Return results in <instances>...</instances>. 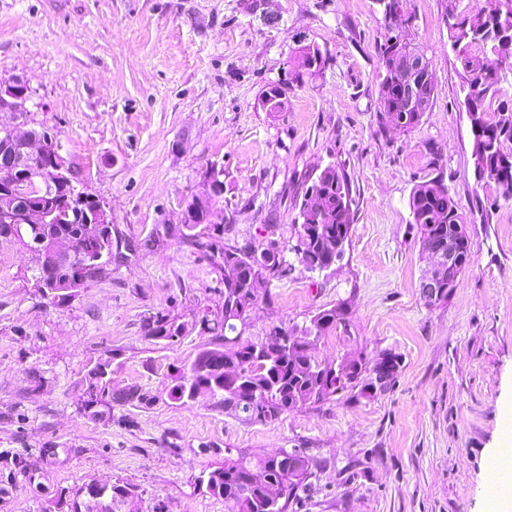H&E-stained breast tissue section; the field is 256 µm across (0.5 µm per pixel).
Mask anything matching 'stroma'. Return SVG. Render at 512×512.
Listing matches in <instances>:
<instances>
[{"label":"stroma","mask_w":512,"mask_h":512,"mask_svg":"<svg viewBox=\"0 0 512 512\" xmlns=\"http://www.w3.org/2000/svg\"><path fill=\"white\" fill-rule=\"evenodd\" d=\"M477 4L402 0L393 19L379 0H0V84H27L29 125L105 204L116 254L106 277L54 305L33 255L0 236V512H49L92 481L129 489L112 512H225L196 488L200 472L292 449L316 466L287 512H491L489 460L512 406V200L475 181L448 39L449 14ZM404 25L435 83L410 130L379 119V47ZM306 46L319 67L301 68ZM274 87L284 106L270 112ZM213 165V223L241 244L276 241L291 265L249 306L244 340L342 302L319 359L396 353L393 387L267 422L206 392L171 399L178 369L216 342L195 321L224 306L221 272L181 238ZM330 165L348 178L354 219L343 257L310 272L289 248L304 190ZM433 181L467 219L473 262L430 304L409 199ZM160 312L189 327L173 344L145 333ZM105 359L113 388L145 400L113 404L103 423L83 380Z\"/></svg>","instance_id":"1"}]
</instances>
